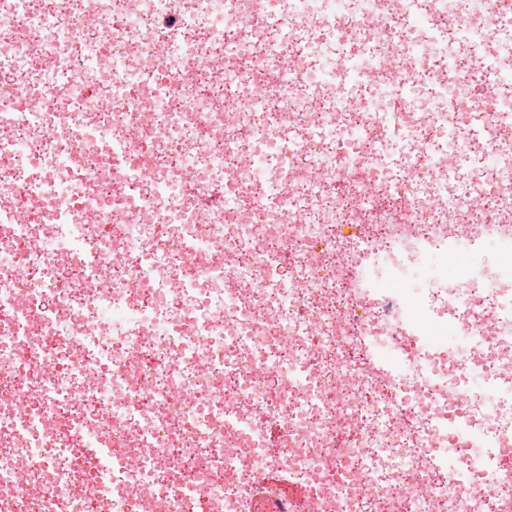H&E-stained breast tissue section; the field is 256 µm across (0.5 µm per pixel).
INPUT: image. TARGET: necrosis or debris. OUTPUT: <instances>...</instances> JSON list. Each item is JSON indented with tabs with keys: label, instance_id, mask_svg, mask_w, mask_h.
Masks as SVG:
<instances>
[{
	"label": "necrosis or debris",
	"instance_id": "1",
	"mask_svg": "<svg viewBox=\"0 0 512 512\" xmlns=\"http://www.w3.org/2000/svg\"><path fill=\"white\" fill-rule=\"evenodd\" d=\"M493 8L0 0V512H247L256 489L299 512L263 470L313 512H502L512 13ZM462 147L494 168L450 170ZM451 252L473 257L454 285L424 267ZM374 336L397 354L381 375ZM19 394L44 431L13 443Z\"/></svg>",
	"mask_w": 512,
	"mask_h": 512
}]
</instances>
